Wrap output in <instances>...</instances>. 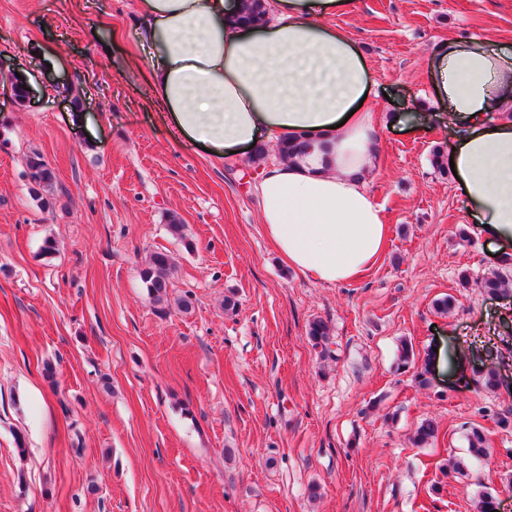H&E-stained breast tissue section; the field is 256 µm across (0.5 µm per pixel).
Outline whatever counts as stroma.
I'll return each instance as SVG.
<instances>
[{"label": "stroma", "instance_id": "stroma-1", "mask_svg": "<svg viewBox=\"0 0 512 512\" xmlns=\"http://www.w3.org/2000/svg\"><path fill=\"white\" fill-rule=\"evenodd\" d=\"M138 18L139 0H0V70L34 75L22 105L0 81V512H474L485 489L512 512V428L497 424L512 411V296L483 294L489 242L430 163L456 142L434 52L512 41V0H350L325 17L375 83L366 187L389 226L379 261L340 285L282 262L251 190L260 164L175 139ZM390 112L408 124L387 126ZM34 153L52 190L28 180ZM160 250L174 262L163 313L140 279ZM447 295L454 310L437 314ZM403 339L430 387L395 370ZM426 419L438 437L413 447ZM474 426L490 456L444 471ZM308 336L313 346L321 348V353L329 355L330 345L333 344L331 329L322 319L316 318L309 323Z\"/></svg>", "mask_w": 512, "mask_h": 512}]
</instances>
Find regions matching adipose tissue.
I'll use <instances>...</instances> for the list:
<instances>
[{"mask_svg":"<svg viewBox=\"0 0 512 512\" xmlns=\"http://www.w3.org/2000/svg\"><path fill=\"white\" fill-rule=\"evenodd\" d=\"M349 0H277L280 19L238 23L240 0H141L135 32L156 104L178 136L226 155L289 136L304 154L263 167L260 222L289 267L349 282L381 254L387 226L366 189L377 165L364 57L321 19ZM438 103L465 131L456 179L496 257L512 255V52L451 38L431 63Z\"/></svg>","mask_w":512,"mask_h":512,"instance_id":"1","label":"adipose tissue"}]
</instances>
